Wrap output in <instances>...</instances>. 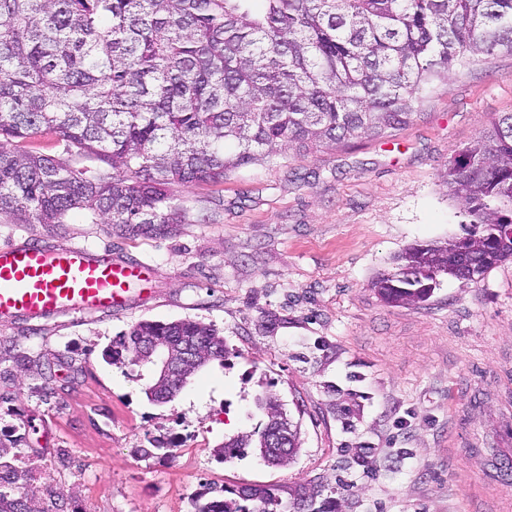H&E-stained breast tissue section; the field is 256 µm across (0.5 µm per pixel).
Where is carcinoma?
Segmentation results:
<instances>
[{"instance_id": "obj_1", "label": "carcinoma", "mask_w": 512, "mask_h": 512, "mask_svg": "<svg viewBox=\"0 0 512 512\" xmlns=\"http://www.w3.org/2000/svg\"><path fill=\"white\" fill-rule=\"evenodd\" d=\"M0 0V218L140 228L178 224L175 185L217 184L288 149L307 154L375 138L413 119L420 86L455 66L512 55V0ZM54 135L108 168L14 145ZM448 188L475 221L466 236L416 244L373 281L396 306L442 279L476 282L512 260V113L448 161ZM197 350L192 374L227 354L210 323L141 321L112 339V364L140 339ZM182 387L151 381L156 403ZM261 438L214 449L228 460ZM0 441V512H40ZM10 487L5 497L1 488ZM194 512H281L269 489L198 496Z\"/></svg>"}]
</instances>
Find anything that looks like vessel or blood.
Here are the masks:
<instances>
[{
    "mask_svg": "<svg viewBox=\"0 0 512 512\" xmlns=\"http://www.w3.org/2000/svg\"><path fill=\"white\" fill-rule=\"evenodd\" d=\"M151 272L146 262L84 245H1L0 322L124 309L132 286L147 287Z\"/></svg>",
    "mask_w": 512,
    "mask_h": 512,
    "instance_id": "1",
    "label": "vessel or blood"
}]
</instances>
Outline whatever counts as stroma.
Here are the masks:
<instances>
[{"instance_id": "1", "label": "stroma", "mask_w": 512, "mask_h": 512, "mask_svg": "<svg viewBox=\"0 0 512 512\" xmlns=\"http://www.w3.org/2000/svg\"><path fill=\"white\" fill-rule=\"evenodd\" d=\"M415 110L381 139L175 186L185 218L165 234L0 219V245L108 247L154 270L126 310L0 323V426L43 477L29 489L42 512H194L207 486L271 488L284 512L304 488L324 512H512V447L498 445L512 427V261L443 279L420 307L372 286L407 247L470 225L446 170L512 112V56L455 68ZM185 318L214 324L228 354L173 402L147 400L151 364L102 357L140 321ZM260 394L301 426L293 461L215 458L263 429Z\"/></svg>"}]
</instances>
